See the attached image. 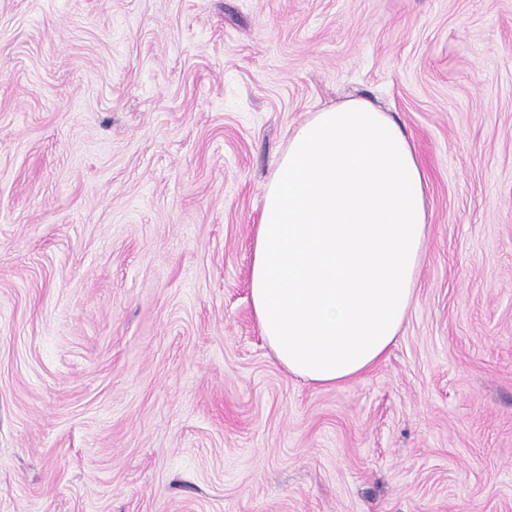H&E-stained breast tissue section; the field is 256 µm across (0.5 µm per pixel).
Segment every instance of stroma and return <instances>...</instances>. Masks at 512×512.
Returning a JSON list of instances; mask_svg holds the SVG:
<instances>
[{"mask_svg":"<svg viewBox=\"0 0 512 512\" xmlns=\"http://www.w3.org/2000/svg\"><path fill=\"white\" fill-rule=\"evenodd\" d=\"M351 98L423 167L364 378L277 362L252 236ZM0 512H512V0H0Z\"/></svg>","mask_w":512,"mask_h":512,"instance_id":"stroma-1","label":"stroma"}]
</instances>
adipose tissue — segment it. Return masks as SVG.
<instances>
[{
    "mask_svg": "<svg viewBox=\"0 0 512 512\" xmlns=\"http://www.w3.org/2000/svg\"><path fill=\"white\" fill-rule=\"evenodd\" d=\"M426 181L403 128L363 99L312 113L264 195L249 288L278 362L319 386L368 373L412 306Z\"/></svg>",
    "mask_w": 512,
    "mask_h": 512,
    "instance_id": "adipose-tissue-1",
    "label": "adipose tissue"
}]
</instances>
